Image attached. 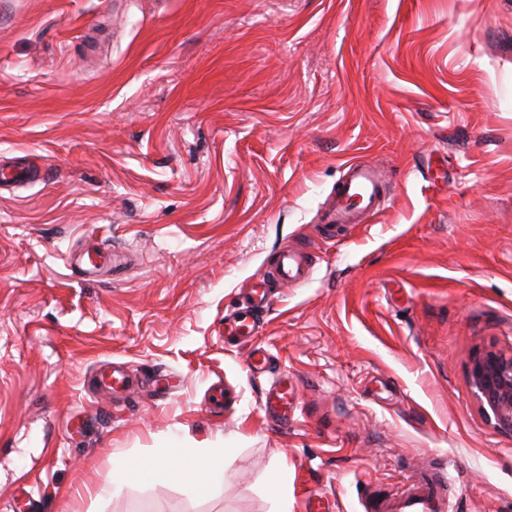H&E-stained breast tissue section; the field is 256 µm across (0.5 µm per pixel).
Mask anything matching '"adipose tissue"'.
Returning <instances> with one entry per match:
<instances>
[{"label":"adipose tissue","instance_id":"adipose-tissue-1","mask_svg":"<svg viewBox=\"0 0 512 512\" xmlns=\"http://www.w3.org/2000/svg\"><path fill=\"white\" fill-rule=\"evenodd\" d=\"M230 454L227 448H202L196 451L166 448L152 461L123 460L114 464L111 482L97 488L95 496L100 500L109 498L120 493L131 482H176L204 495L216 479L223 477L224 460Z\"/></svg>","mask_w":512,"mask_h":512}]
</instances>
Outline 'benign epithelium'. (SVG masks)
Listing matches in <instances>:
<instances>
[{
    "label": "benign epithelium",
    "instance_id": "1",
    "mask_svg": "<svg viewBox=\"0 0 512 512\" xmlns=\"http://www.w3.org/2000/svg\"><path fill=\"white\" fill-rule=\"evenodd\" d=\"M470 381L495 424L512 433V354L488 351L470 363Z\"/></svg>",
    "mask_w": 512,
    "mask_h": 512
}]
</instances>
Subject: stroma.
Returning a JSON list of instances; mask_svg holds the SVG:
<instances>
[{
	"instance_id": "35a3bbf8",
	"label": "stroma",
	"mask_w": 512,
	"mask_h": 512,
	"mask_svg": "<svg viewBox=\"0 0 512 512\" xmlns=\"http://www.w3.org/2000/svg\"><path fill=\"white\" fill-rule=\"evenodd\" d=\"M25 154L43 180L0 192V512H275L280 471L290 512H365L428 466L451 512H512V433L469 378L512 351V0H0V158ZM352 163L384 205L328 229ZM286 250L306 282L269 279ZM94 251L113 273L83 274ZM218 444L207 495H87ZM253 303L240 316L224 320V334L239 336L244 342L251 340L261 328L260 315L267 304L268 295L264 288L252 289ZM288 385L292 387L291 383H288V378H276L271 383L269 390L265 397V409L266 411H283V418L288 420V406L294 408L292 402H288V394H292V391H288ZM284 409V410H283Z\"/></svg>"
}]
</instances>
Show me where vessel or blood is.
Listing matches in <instances>:
<instances>
[{
  "mask_svg": "<svg viewBox=\"0 0 512 512\" xmlns=\"http://www.w3.org/2000/svg\"><path fill=\"white\" fill-rule=\"evenodd\" d=\"M381 201L374 171L365 166H349L337 190V202L328 215L333 224H345L353 211L378 208ZM310 260L305 253L285 251L279 254L270 270L273 279L284 283H303L309 273ZM253 303L240 316L226 319L224 332L250 341L261 327L260 315L267 304L265 289L252 291ZM288 381L273 380L265 397L269 411L288 408ZM448 477L444 471L429 469L420 472L403 489L377 501L372 512H448Z\"/></svg>",
  "mask_w": 512,
  "mask_h": 512,
  "instance_id": "1",
  "label": "vessel or blood"
}]
</instances>
